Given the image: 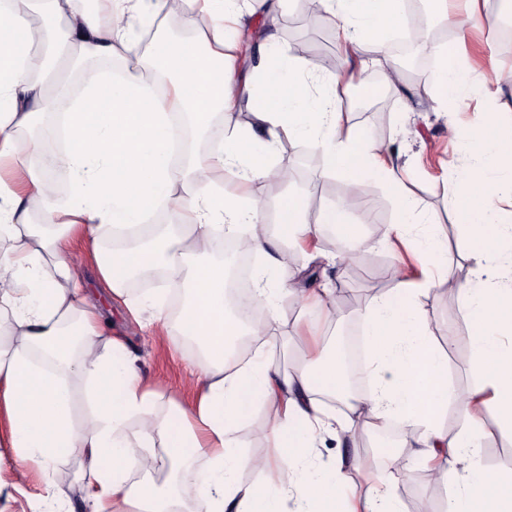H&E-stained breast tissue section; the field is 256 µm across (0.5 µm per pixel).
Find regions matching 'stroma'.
<instances>
[{
    "label": "stroma",
    "instance_id": "1",
    "mask_svg": "<svg viewBox=\"0 0 512 512\" xmlns=\"http://www.w3.org/2000/svg\"><path fill=\"white\" fill-rule=\"evenodd\" d=\"M39 23L46 31L50 52L47 66L63 73L69 95H78L84 86L105 72L121 71L126 58H68L66 49L53 34L64 28L65 20L52 17L43 0L31 4ZM473 8V25L458 28L453 22L430 19L424 39L407 38L405 30L383 35L390 64L398 65L399 75L389 78L387 67L353 65L343 74L336 95L346 126L364 131L382 146L387 159L404 166L403 180L418 202L425 221L411 227L414 239L437 238L447 256L448 282L440 288L422 292L418 300L420 314L431 341L448 363L450 402L439 419L440 430L455 436L471 426L485 432L479 455L503 480H512V433L497 428L491 416L471 423L455 402L459 393L476 387L471 370L473 342L465 312L461 309L456 288L471 276V261L462 251L464 230L448 206V180L462 174L470 159L457 135L458 128L476 123L483 113L492 111L494 103H512V40L504 41L498 33L502 25L512 26V0H449L452 12ZM253 27L273 35L276 44L296 47L305 43L330 53L337 47L339 27L326 18L315 23L303 21L296 9L288 7L267 14L256 13ZM450 45L462 63L464 97L451 111L437 103L436 71L424 61L402 64L404 54L424 52L431 44ZM499 81H490V74ZM316 153L306 141H282L278 165L291 170L289 179L253 184L250 195L262 203L267 214H274L280 200L289 196H309L306 215L316 222L321 211L340 203L348 186L340 176H321L315 164ZM360 199L348 204L347 221L365 239L367 251L350 262L336 258V241L316 245L311 239L284 240L278 244L279 263L267 272L271 287L280 294L276 300L278 319L271 322L265 356L280 370L299 369L303 361H315L324 354L327 342L352 323L361 322V312L371 302L395 286L393 270L417 268L418 261L410 244L386 236L390 224L400 219L397 199L392 190L378 181L355 182ZM68 262L80 279L88 300L96 304L104 318L105 334L121 339L135 359L144 383L156 393L154 411L158 417L179 420L181 411L190 410L197 399L198 384L192 373V358L185 349L186 337L180 336V316L173 306L178 292L168 291V280L160 276L145 287L127 286L123 296H116L101 282L97 264L89 246L78 243ZM299 289L288 292L289 283ZM329 285L336 294L338 314L328 317L312 306L303 291ZM166 294L168 309L160 321H151L149 312L133 317L126 299L145 300ZM235 451L251 460H276L280 454L267 431L265 407H256L248 418L232 430ZM401 456L408 468L395 486L402 512H447L448 502L460 489L455 475L438 476L419 446L405 445L401 432L384 429L360 434L350 445H339L330 434H321L313 450L308 474L332 469L338 461L351 466L352 491L364 497L367 488L390 479L391 458ZM10 446L9 424L0 417V512H40L46 490H53L58 504L66 512H90L84 492L83 474L86 460L82 455L52 461L50 464H14Z\"/></svg>",
    "mask_w": 512,
    "mask_h": 512
}]
</instances>
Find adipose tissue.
I'll return each mask as SVG.
<instances>
[{
    "label": "adipose tissue",
    "mask_w": 512,
    "mask_h": 512,
    "mask_svg": "<svg viewBox=\"0 0 512 512\" xmlns=\"http://www.w3.org/2000/svg\"><path fill=\"white\" fill-rule=\"evenodd\" d=\"M269 0H112L111 19L88 10L83 0H46L47 10L66 21L64 41L76 57L114 56L130 37L131 19L148 20L152 12L180 15L198 30L200 40L184 43L159 39L149 66L170 76L166 98L151 89L144 71L126 68L89 83L64 113L63 149L43 154L39 143L21 140L38 118L45 95L30 74L43 68L36 50L37 32L26 13L0 10V162L10 179L0 178V406L8 417L12 448L19 462L43 463L76 452L87 458L85 484L92 512H110L122 501L140 512H171L178 503L176 486L196 484L203 512H278L269 485L235 482L231 474L242 460L231 453L230 429L263 403L269 432L284 457L260 469L275 468L279 485L298 503L299 512H354L346 499L349 473L343 466L305 477L317 431L332 426L335 434L355 439L367 426L384 427L400 418L404 439L422 447L428 461L465 463L463 490L448 512H512V482L480 465L477 448L482 430L448 437L437 426L448 402V364L429 341L415 300L425 290L443 286L446 264L434 241L420 243L426 278H399L391 293L363 312L366 326V375L373 388L330 420L318 393L350 397L341 361L328 354L322 364H308L288 375L255 354L235 369L226 366L233 337L248 334L263 340L264 327L246 325L231 312L224 297V264L207 260L184 270L185 258L208 252L216 239L230 236L251 253H264L270 234L297 239L315 227H335L340 253L351 256L363 242L347 223L345 204L324 209L308 224L307 200L281 203L266 221L258 202L248 195L212 187L210 169L230 170L245 184L275 173L282 139L308 138L321 154L323 175L379 180L394 192L403 220L390 225L392 236L406 238V222L415 201L403 186L398 165L388 162L365 132L343 124L334 88L339 72L307 67L284 46H265L244 79L227 66L232 38L246 35L247 15ZM311 16L335 18L354 48L371 46L384 55L381 33L400 26L399 0H301ZM439 75L436 94L453 107L461 100V63L454 50L430 46ZM249 109L253 120L240 125L236 114ZM186 115L198 139L208 144L190 166L173 161L172 119ZM472 159L467 174L448 183V199L465 228L463 245L474 260V282L458 288V297L473 329V369L481 403L460 399L470 417L489 411L500 429L512 431V223L499 217L493 198L512 195V125L499 113H485L481 123L463 131ZM54 169L67 170L70 192L56 196L49 179ZM192 180L193 194L180 195L179 182ZM165 208L177 232H158L147 222ZM113 242L98 254L103 283L122 295L131 277H151L166 270L173 287L188 294L180 313L198 353L194 370L201 384L195 412L181 425L157 417L154 395L125 357L121 344L104 338L101 314L87 302L66 256L74 242ZM77 375L90 385L91 408L82 424L72 417ZM140 423L127 438L129 420ZM162 443L176 466L171 482L158 486L151 474L157 465L149 450ZM209 456L200 472L195 453ZM146 475L128 482L125 471Z\"/></svg>",
    "instance_id": "ef3b65f1"
}]
</instances>
